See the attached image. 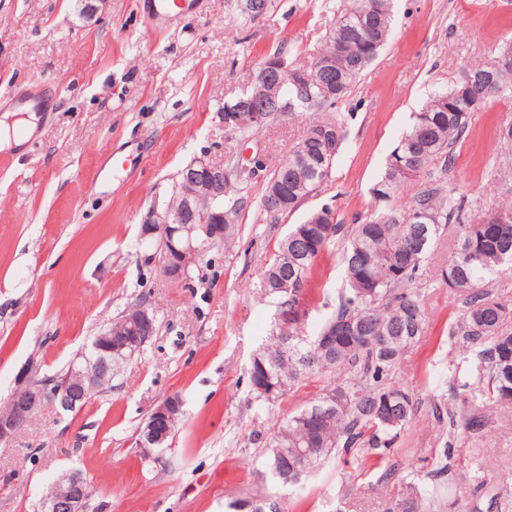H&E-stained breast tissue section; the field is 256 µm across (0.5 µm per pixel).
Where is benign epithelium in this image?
<instances>
[{
	"label": "benign epithelium",
	"instance_id": "obj_1",
	"mask_svg": "<svg viewBox=\"0 0 512 512\" xmlns=\"http://www.w3.org/2000/svg\"><path fill=\"white\" fill-rule=\"evenodd\" d=\"M298 84L297 76L281 61L269 59L259 67L252 87L241 97L224 104V124L261 127L281 103L284 79ZM182 183L177 206L164 204L149 210L141 228V238H158L172 244V251L163 254L167 277L187 278L188 270L197 264L199 248L194 239L203 235L214 243L224 237V163L199 158L180 171ZM203 196L215 202L212 209L201 212L197 200ZM124 321L135 329V336H116L107 328L95 337L93 353L79 355L61 378L48 377L36 385L31 372L25 374V384L10 401L9 411L0 415V442H8L46 404L68 412L85 404L91 395L112 383V364L121 363L123 350H140L154 331L156 316L145 306L124 314ZM180 398L170 396L150 413L138 447L144 458L153 457L154 447L161 442L181 412ZM90 485L82 473L69 471L53 483L51 494L41 498L39 512H82Z\"/></svg>",
	"mask_w": 512,
	"mask_h": 512
}]
</instances>
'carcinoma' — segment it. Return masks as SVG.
Wrapping results in <instances>:
<instances>
[{"instance_id": "carcinoma-1", "label": "carcinoma", "mask_w": 512, "mask_h": 512, "mask_svg": "<svg viewBox=\"0 0 512 512\" xmlns=\"http://www.w3.org/2000/svg\"><path fill=\"white\" fill-rule=\"evenodd\" d=\"M393 23V0H348L336 14L323 48L306 64L292 69L306 75L302 87L284 82V111L329 112L331 118L310 123L299 143L272 172L270 180L285 189L281 203L261 198L260 207L276 220L299 205L331 177L350 113L338 104L351 91L365 67L387 41ZM336 57V78L321 73L318 62ZM512 91V61L489 72L488 64L469 66L461 80L435 92L411 123L371 188L372 213L361 221L341 224L331 210L327 218L311 214L292 225L278 244L263 273L264 288L282 299L281 308L296 314L287 330L276 327L270 342L255 350L249 382L257 398L274 402L300 379L321 375L335 380L344 373L354 384L331 383L323 395L336 397V415L310 416L314 403L297 410L265 442L271 477L289 482L278 471V449L309 450L306 473L318 469L333 455L351 448H387L411 421L415 404L405 389L391 385L387 376L402 354L424 333L419 271L433 252L441 232L451 224L457 234L448 260L440 269L448 288L463 297V310L451 335L469 345L476 357L470 380L462 387L496 405L512 404V299L489 289L497 275L512 273V206L503 202L462 223L465 196L447 186L445 176L454 162V148L467 134L474 113L488 100ZM503 156L512 155V122L498 129ZM234 167L224 179V238L211 244L198 239L202 256L213 249H230L238 234L236 218L244 209L241 190L250 173ZM419 177L421 189L409 206L396 204L401 184ZM345 241L342 253L344 285L336 310L318 335L304 331V283L318 257L335 241ZM336 329V342L322 346L319 337ZM386 336L388 345L375 347L369 338ZM473 404L463 401L456 411L435 407L438 421L448 428L476 427ZM437 496L425 497L409 483L388 512H436Z\"/></svg>"}]
</instances>
